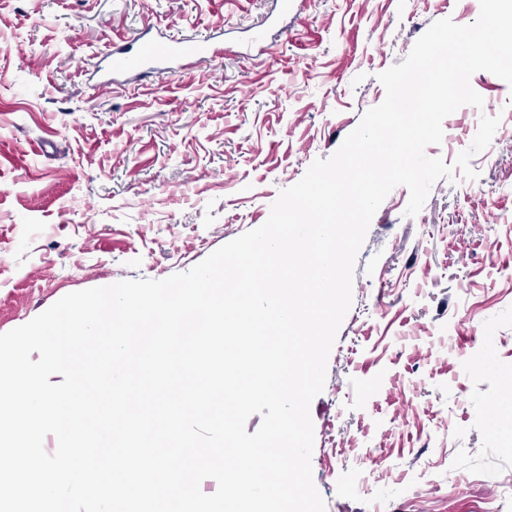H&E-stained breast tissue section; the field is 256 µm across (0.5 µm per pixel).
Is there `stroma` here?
Wrapping results in <instances>:
<instances>
[{
    "label": "stroma",
    "mask_w": 512,
    "mask_h": 512,
    "mask_svg": "<svg viewBox=\"0 0 512 512\" xmlns=\"http://www.w3.org/2000/svg\"><path fill=\"white\" fill-rule=\"evenodd\" d=\"M479 0H0V334L63 296L188 271L330 157L437 20ZM210 33L215 54L103 88L112 47ZM265 35L252 46V32ZM443 121L453 164L500 116L478 177L377 210L310 405L325 512H512V87ZM51 141L46 151L37 143Z\"/></svg>",
    "instance_id": "stroma-1"
}]
</instances>
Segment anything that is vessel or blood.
Wrapping results in <instances>:
<instances>
[{"instance_id":"obj_1","label":"vessel or blood","mask_w":512,"mask_h":512,"mask_svg":"<svg viewBox=\"0 0 512 512\" xmlns=\"http://www.w3.org/2000/svg\"><path fill=\"white\" fill-rule=\"evenodd\" d=\"M213 53L211 36L192 38H139L135 48H113L109 72L113 75L146 74L155 71L174 73L183 61L200 60Z\"/></svg>"}]
</instances>
